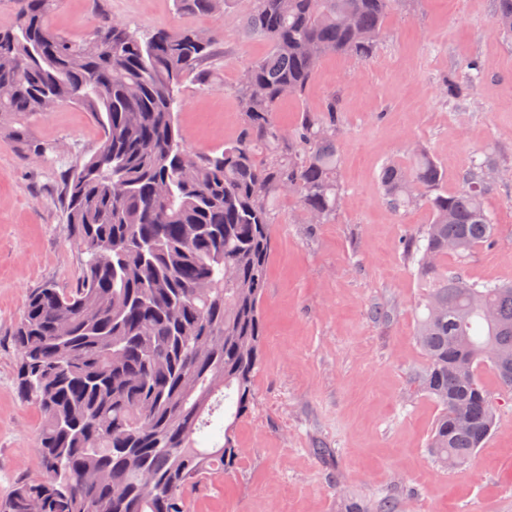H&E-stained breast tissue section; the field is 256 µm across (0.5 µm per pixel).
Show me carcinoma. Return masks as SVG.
<instances>
[{
	"instance_id": "1",
	"label": "carcinoma",
	"mask_w": 512,
	"mask_h": 512,
	"mask_svg": "<svg viewBox=\"0 0 512 512\" xmlns=\"http://www.w3.org/2000/svg\"><path fill=\"white\" fill-rule=\"evenodd\" d=\"M55 2L15 0V23L0 28V136L38 154L31 125L56 101L90 112L101 142L64 178L81 276L33 290L14 331L17 385L43 424L37 474L0 512H189L186 491L238 461L277 202L294 194L308 224L329 223L344 202L336 97L290 132L276 112L305 97L324 58L369 60L408 0H176L211 16L237 3L243 36L268 46L235 88L239 136L211 153L186 147L175 88L202 78L219 31L112 19L77 43L48 24ZM492 29L512 33V0H497ZM495 167L471 160L450 191L442 164L416 146L380 174L392 213L422 203L431 214L406 251L428 288L416 336L423 387L441 407L429 450L444 467L469 462L495 426L481 369L512 391V284L443 268L494 244L484 171Z\"/></svg>"
}]
</instances>
